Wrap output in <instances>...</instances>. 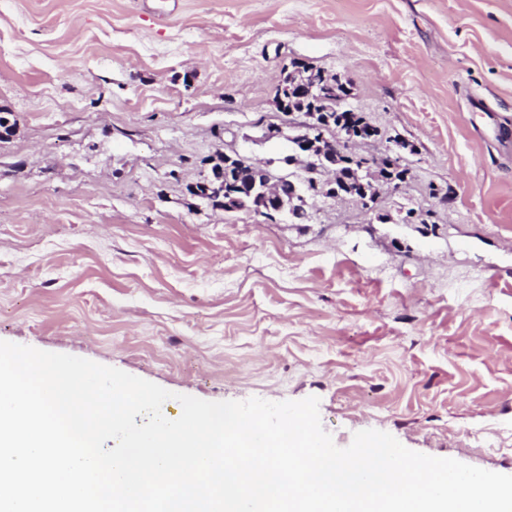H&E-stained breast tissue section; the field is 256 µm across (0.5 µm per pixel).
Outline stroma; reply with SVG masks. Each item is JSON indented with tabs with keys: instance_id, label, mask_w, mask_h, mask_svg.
<instances>
[{
	"instance_id": "obj_1",
	"label": "stroma",
	"mask_w": 512,
	"mask_h": 512,
	"mask_svg": "<svg viewBox=\"0 0 512 512\" xmlns=\"http://www.w3.org/2000/svg\"><path fill=\"white\" fill-rule=\"evenodd\" d=\"M164 2L0 0V340L512 475V0ZM296 62L349 80L364 153L412 145L400 190L201 205L221 152L287 173Z\"/></svg>"
}]
</instances>
